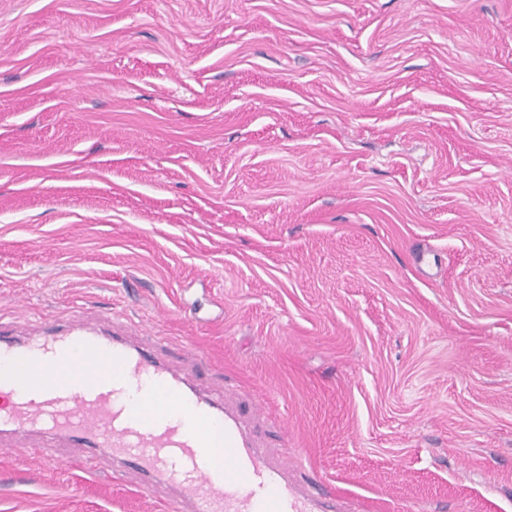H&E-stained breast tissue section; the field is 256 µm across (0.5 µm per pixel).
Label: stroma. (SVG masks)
Instances as JSON below:
<instances>
[{
  "mask_svg": "<svg viewBox=\"0 0 512 512\" xmlns=\"http://www.w3.org/2000/svg\"><path fill=\"white\" fill-rule=\"evenodd\" d=\"M77 318L348 512H512V0H0V325ZM15 443L0 512H167Z\"/></svg>",
  "mask_w": 512,
  "mask_h": 512,
  "instance_id": "1",
  "label": "stroma"
}]
</instances>
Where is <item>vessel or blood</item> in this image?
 Here are the masks:
<instances>
[{
  "instance_id": "1",
  "label": "vessel or blood",
  "mask_w": 512,
  "mask_h": 512,
  "mask_svg": "<svg viewBox=\"0 0 512 512\" xmlns=\"http://www.w3.org/2000/svg\"><path fill=\"white\" fill-rule=\"evenodd\" d=\"M23 333L18 325L0 330V357L22 362L0 372V433L42 436L39 454L62 442L92 449L97 460L132 463L143 490L162 497L169 512H342L336 492L312 493L317 475L300 483L290 461L269 460L238 407L165 368L157 352L174 343L162 333L137 347L81 324L34 342ZM75 346L87 360H108L111 371L60 374L58 363Z\"/></svg>"
}]
</instances>
